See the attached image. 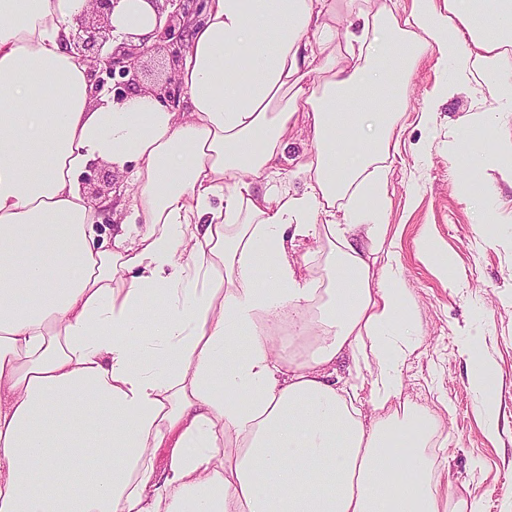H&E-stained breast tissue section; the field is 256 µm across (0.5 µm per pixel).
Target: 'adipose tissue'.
I'll return each instance as SVG.
<instances>
[{
	"label": "adipose tissue",
	"mask_w": 512,
	"mask_h": 512,
	"mask_svg": "<svg viewBox=\"0 0 512 512\" xmlns=\"http://www.w3.org/2000/svg\"><path fill=\"white\" fill-rule=\"evenodd\" d=\"M94 7L0 0V512H448L436 418L395 407L416 326L387 175L424 51L512 103V0H208L181 112L93 93L68 43ZM111 23L138 44L157 16ZM286 159L302 191L270 186ZM93 163L135 188L109 243ZM310 311L307 352L277 350L273 321Z\"/></svg>",
	"instance_id": "1"
}]
</instances>
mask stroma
Instances as JSON below:
<instances>
[{"label":"stroma","instance_id":"obj_1","mask_svg":"<svg viewBox=\"0 0 512 512\" xmlns=\"http://www.w3.org/2000/svg\"><path fill=\"white\" fill-rule=\"evenodd\" d=\"M493 87L456 67L439 68L425 53L409 85L411 110L400 120L399 153L388 174V232L414 305L418 342L403 368V397L428 409L440 422L426 449L451 500L475 499L483 512H512V187L503 183L498 164L473 144L482 177L498 195L471 204L457 185L466 174L458 120L471 115L483 121L494 112L495 129L512 135V107L496 106ZM433 101L427 124L416 111ZM100 165H90L86 193L101 189L95 204L103 238H113L134 204L129 172H113L102 190ZM492 212L494 223L484 222ZM435 243L455 272L446 278L422 253V240ZM481 326L479 354L492 371V384L478 393L471 384L466 332ZM492 399L500 432L489 437L481 410Z\"/></svg>","mask_w":512,"mask_h":512}]
</instances>
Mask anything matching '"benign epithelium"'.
Returning a JSON list of instances; mask_svg holds the SVG:
<instances>
[{
  "label": "benign epithelium",
  "instance_id": "obj_1",
  "mask_svg": "<svg viewBox=\"0 0 512 512\" xmlns=\"http://www.w3.org/2000/svg\"><path fill=\"white\" fill-rule=\"evenodd\" d=\"M178 3L180 13L172 12L161 27H156L153 45H164L169 52L171 66L176 67L182 60V52L186 47V37L190 34L191 26L198 22L205 0H196L195 8L189 9L183 5V0H150L155 4L158 13L164 12L160 2ZM96 10L78 25L71 33L70 42L76 54L87 58L90 64V77L95 88H100L106 79L117 75L126 79L125 88L140 87L138 71L140 60L149 46L142 42L132 44L123 42L112 49L109 54H101L102 48L110 40L112 26L111 12L118 0H95ZM144 91L158 97L161 102L172 107L179 105L182 89L173 77H168L162 83L144 88Z\"/></svg>",
  "mask_w": 512,
  "mask_h": 512
}]
</instances>
